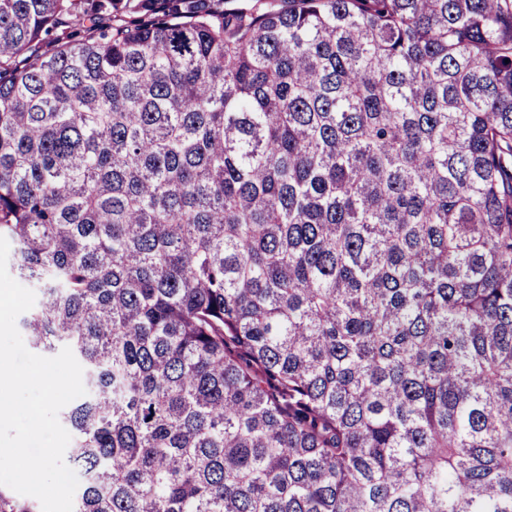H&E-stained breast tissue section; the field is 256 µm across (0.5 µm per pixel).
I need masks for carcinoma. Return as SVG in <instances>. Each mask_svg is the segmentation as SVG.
I'll use <instances>...</instances> for the list:
<instances>
[{"mask_svg": "<svg viewBox=\"0 0 512 512\" xmlns=\"http://www.w3.org/2000/svg\"><path fill=\"white\" fill-rule=\"evenodd\" d=\"M226 2L0 0L74 512H512V0Z\"/></svg>", "mask_w": 512, "mask_h": 512, "instance_id": "obj_1", "label": "carcinoma"}]
</instances>
